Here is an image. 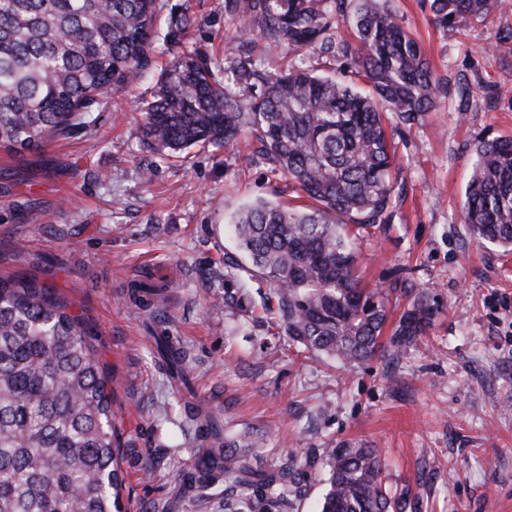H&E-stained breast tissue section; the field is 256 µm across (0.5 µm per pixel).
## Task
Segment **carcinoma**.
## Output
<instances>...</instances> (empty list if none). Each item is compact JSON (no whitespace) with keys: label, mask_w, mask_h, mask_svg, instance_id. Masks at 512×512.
<instances>
[{"label":"carcinoma","mask_w":512,"mask_h":512,"mask_svg":"<svg viewBox=\"0 0 512 512\" xmlns=\"http://www.w3.org/2000/svg\"><path fill=\"white\" fill-rule=\"evenodd\" d=\"M161 0H0V152L16 157L94 123L93 108L149 66L158 38L181 43L188 19L159 18ZM501 0H430L433 21L457 28L493 19ZM245 22L224 67L186 45L143 104V136L161 158L197 144L221 148L250 135L270 170L312 207L259 200L233 229L251 268L273 285L263 301L300 353L353 369L397 357L427 335L439 314L425 290L389 323L384 289L366 287L348 225L389 220L396 147L383 112L413 124L436 107L439 84L417 40L387 0H224ZM292 53L344 58L369 93L305 68L273 71L253 60L254 36ZM476 239L512 250V137L478 141L460 209ZM389 336H384L385 331ZM87 321L35 272H0V512H124L123 452L112 423L114 379L88 340ZM155 357L186 391L179 337H154ZM198 443L183 475L192 499L215 472L271 512L294 481L297 455L273 469L253 463L264 435L224 437V422L185 404ZM329 488L321 512H403L390 495L378 451L363 442L325 450Z\"/></svg>","instance_id":"1"}]
</instances>
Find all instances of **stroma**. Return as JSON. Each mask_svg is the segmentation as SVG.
I'll list each match as a JSON object with an SVG mask.
<instances>
[{"mask_svg": "<svg viewBox=\"0 0 512 512\" xmlns=\"http://www.w3.org/2000/svg\"><path fill=\"white\" fill-rule=\"evenodd\" d=\"M165 2L188 16L189 40L223 64L241 28L225 18L224 0ZM502 2L491 22L446 29L428 0H389L440 84L436 111L393 128L400 193L390 222L351 237L367 285L405 281L439 304L430 334L395 364L376 358L349 370L297 353L273 319L253 313L271 284L246 271L230 220L259 198L302 199L241 142L157 158L138 104L172 46L152 56L144 77L109 92L92 130L22 158L0 153V270L25 273L39 262L42 280L85 314L117 378L127 512H224L220 478L205 489L207 508L179 498L175 464L194 461L182 431L188 401L221 414L227 434L262 432V466L298 455L285 512H320L324 451L350 440L379 449L405 512H512V252L478 241L460 221L478 140L512 136V0ZM253 54L279 70L333 72L369 88L355 69L261 39ZM228 260L239 265L230 276ZM142 282L162 290L133 292ZM227 294L238 306L225 305ZM164 331L187 352L193 393L153 355L151 337Z\"/></svg>", "mask_w": 512, "mask_h": 512, "instance_id": "stroma-1", "label": "stroma"}]
</instances>
